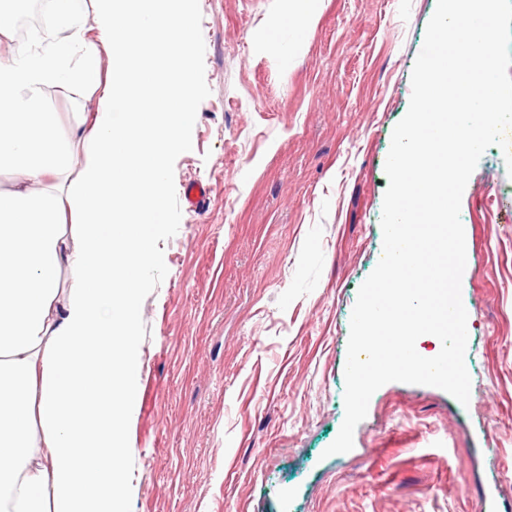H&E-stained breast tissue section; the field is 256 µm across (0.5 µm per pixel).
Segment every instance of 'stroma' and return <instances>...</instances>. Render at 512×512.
I'll return each instance as SVG.
<instances>
[{"label":"stroma","instance_id":"obj_1","mask_svg":"<svg viewBox=\"0 0 512 512\" xmlns=\"http://www.w3.org/2000/svg\"><path fill=\"white\" fill-rule=\"evenodd\" d=\"M436 4L194 0L196 118L168 164L166 263L141 293L128 512H512V178L496 146L461 200L469 403L387 383L353 449L326 453ZM191 181L210 190L194 210Z\"/></svg>","mask_w":512,"mask_h":512}]
</instances>
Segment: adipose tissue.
<instances>
[{
  "instance_id": "obj_1",
  "label": "adipose tissue",
  "mask_w": 512,
  "mask_h": 512,
  "mask_svg": "<svg viewBox=\"0 0 512 512\" xmlns=\"http://www.w3.org/2000/svg\"><path fill=\"white\" fill-rule=\"evenodd\" d=\"M89 7L99 41L75 27L37 53L0 8V170L13 177L0 192V512H128L141 272L162 261L155 216L189 144L194 13L183 0ZM73 81L95 97L79 161L45 102Z\"/></svg>"
}]
</instances>
